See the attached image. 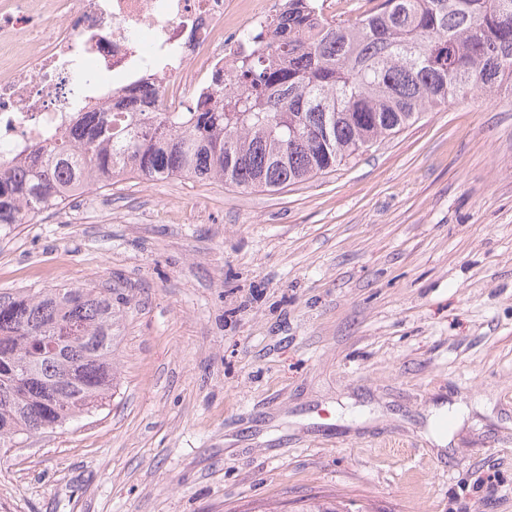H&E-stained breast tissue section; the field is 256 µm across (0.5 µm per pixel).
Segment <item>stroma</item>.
Wrapping results in <instances>:
<instances>
[{"label":"stroma","mask_w":512,"mask_h":512,"mask_svg":"<svg viewBox=\"0 0 512 512\" xmlns=\"http://www.w3.org/2000/svg\"><path fill=\"white\" fill-rule=\"evenodd\" d=\"M95 198L0 226L1 293L127 299L114 396L0 450V512H512V99L428 110L275 192Z\"/></svg>","instance_id":"stroma-1"}]
</instances>
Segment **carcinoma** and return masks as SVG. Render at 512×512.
Wrapping results in <instances>:
<instances>
[{
	"mask_svg": "<svg viewBox=\"0 0 512 512\" xmlns=\"http://www.w3.org/2000/svg\"><path fill=\"white\" fill-rule=\"evenodd\" d=\"M364 19L291 0L274 50L240 52L218 106L92 112L34 166L0 158V225L126 175L278 191L323 174L453 100L512 89V0H375ZM112 289L0 294V442L55 429L112 397ZM303 512H352L312 498Z\"/></svg>",
	"mask_w": 512,
	"mask_h": 512,
	"instance_id": "obj_1",
	"label": "carcinoma"
}]
</instances>
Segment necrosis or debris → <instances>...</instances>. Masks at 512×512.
<instances>
[{
	"label": "necrosis or debris",
	"instance_id": "necrosis-or-debris-1",
	"mask_svg": "<svg viewBox=\"0 0 512 512\" xmlns=\"http://www.w3.org/2000/svg\"><path fill=\"white\" fill-rule=\"evenodd\" d=\"M288 0H0V156L29 162L91 112L216 105L245 34Z\"/></svg>",
	"mask_w": 512,
	"mask_h": 512
}]
</instances>
